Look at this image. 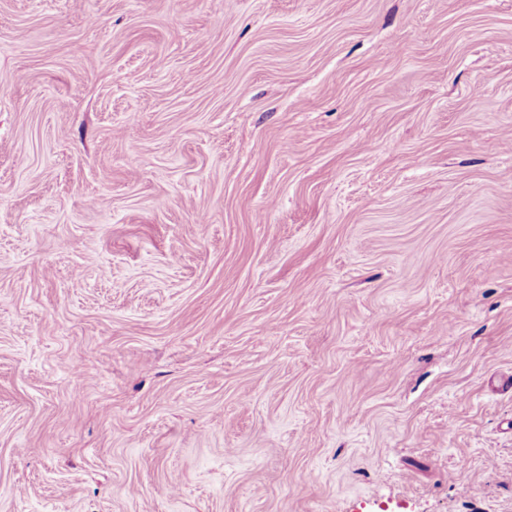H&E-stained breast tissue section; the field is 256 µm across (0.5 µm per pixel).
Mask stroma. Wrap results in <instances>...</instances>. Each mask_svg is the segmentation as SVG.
<instances>
[{"label": "stroma", "mask_w": 512, "mask_h": 512, "mask_svg": "<svg viewBox=\"0 0 512 512\" xmlns=\"http://www.w3.org/2000/svg\"><path fill=\"white\" fill-rule=\"evenodd\" d=\"M0 512H512V0H0Z\"/></svg>", "instance_id": "stroma-1"}]
</instances>
